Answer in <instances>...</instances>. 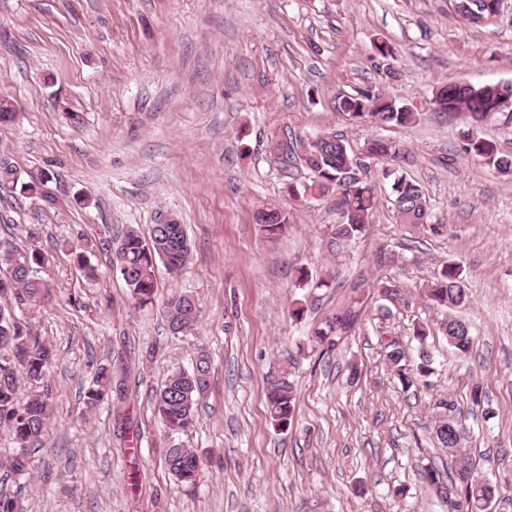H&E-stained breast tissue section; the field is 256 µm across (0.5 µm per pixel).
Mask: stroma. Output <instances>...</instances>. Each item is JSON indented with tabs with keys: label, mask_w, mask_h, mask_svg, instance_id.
Listing matches in <instances>:
<instances>
[{
	"label": "stroma",
	"mask_w": 512,
	"mask_h": 512,
	"mask_svg": "<svg viewBox=\"0 0 512 512\" xmlns=\"http://www.w3.org/2000/svg\"><path fill=\"white\" fill-rule=\"evenodd\" d=\"M509 81L512 0L478 26L452 0H0V97L18 112L0 126V156L20 179L0 186V237L48 259L50 297L31 324L54 349L44 383L20 382L25 395L49 387L53 414L21 477L0 428V488L29 512H447L423 475L448 468L434 432L450 399L464 448L507 480L497 512H512V176L468 157L466 116L433 102L448 83ZM369 88L414 106L415 123H349L339 96ZM325 132L397 150L371 166L376 208L335 256L323 233L339 220L335 195L290 197L306 171L273 152ZM385 168L421 186L426 223L399 222ZM39 170L52 176L44 193L21 189ZM268 205L290 215L281 235L255 222ZM163 212L184 225L193 261L177 278L158 268L138 308L112 270V237L148 234ZM83 244L93 281L71 252ZM451 262L468 294L452 311L427 297ZM303 268L330 287H299ZM385 281L410 300L386 321ZM182 292L201 306L188 336L165 317ZM349 309L351 332L315 345ZM450 312L471 327L469 355L435 329ZM418 324L434 328L435 372L407 388L386 338L416 355ZM201 346L210 388L181 440L203 465L186 486L166 467L153 395ZM102 368L112 398L87 407ZM284 376L297 410L281 431L267 393Z\"/></svg>",
	"instance_id": "stroma-1"
}]
</instances>
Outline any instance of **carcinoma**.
I'll list each match as a JSON object with an SVG mask.
<instances>
[{"label": "carcinoma", "mask_w": 512, "mask_h": 512, "mask_svg": "<svg viewBox=\"0 0 512 512\" xmlns=\"http://www.w3.org/2000/svg\"><path fill=\"white\" fill-rule=\"evenodd\" d=\"M502 0H455V10L465 20L480 24L486 18L499 14ZM443 93L441 110L469 113L473 126L498 122L502 113L498 109L512 101V86L508 96H501L491 84H449L440 87ZM339 109L351 123L370 121L378 125L405 126L416 118V112L407 105L390 99L379 92L367 91L358 95L343 96ZM303 149L298 154L297 149ZM375 159L392 155V146L381 139L364 143ZM463 149L471 157L482 160L500 174L512 175V154L502 151L496 142L483 138L474 130L463 133ZM280 164L289 167L299 162L307 170L302 190L288 186L289 194L300 193L310 197L338 194L337 207L341 221L327 226V250L337 253L343 246L359 237L364 231L370 214L376 206L372 186L361 179H354L356 163L349 142L334 133L325 134L322 144H300L298 141H280L274 146ZM385 179L393 178L394 209L402 224H422L427 218V203L421 187L406 177L394 176L382 170ZM267 218L261 227L269 235H278L288 224V212L276 207L266 208ZM114 267L127 288L130 299L140 307L153 302L156 292V269L163 265L177 276L192 259L191 244L184 225L179 222L166 225L160 230L151 227L148 236L133 228H126L112 239ZM48 260L45 255L32 249L21 253L12 243L0 240V265L8 269V275L0 277V299L12 310H3L0 317V426L6 428L17 448L8 463L9 470L22 476L29 466V452L39 443L46 428L51 407L49 394L21 396L20 377L31 382L43 380L53 359V350L38 336L25 320V316L37 314L44 306L48 283L45 279ZM461 273L453 264L442 268L439 277L428 289V297L445 307H459L466 301L461 285ZM384 304L380 309L407 304L408 299L398 286L386 282L379 289ZM166 316L172 334H185L198 322V302L186 294H174L165 302ZM355 316L347 311L325 323V328L314 332L316 343L333 346V335L348 332ZM438 330L448 339V344L463 355L469 354L474 339L469 325L461 318L447 317ZM387 359L401 382L407 386L434 373L432 359L422 351L419 361L407 359L402 344L394 340L387 344ZM211 360L205 348H199L195 363L189 370L173 368L159 391L155 392L153 407L157 417L170 435V445L165 454V464L171 475L180 483H195L201 469L199 456L190 448H183L175 437L185 432L198 411L210 386ZM112 380L105 373L97 374V389L89 392L87 406L95 407L111 390ZM272 423L286 429L296 413L294 388L285 379L270 386L267 395ZM439 408L448 412L435 428L440 447L447 449L450 458L446 488L441 473L426 472L427 484L448 499V512H493V504L500 496L498 483L484 474L476 459L462 448L465 429L455 412L451 400L439 402ZM0 512H27L26 502L0 491Z\"/></svg>", "instance_id": "cac0c4a2"}]
</instances>
